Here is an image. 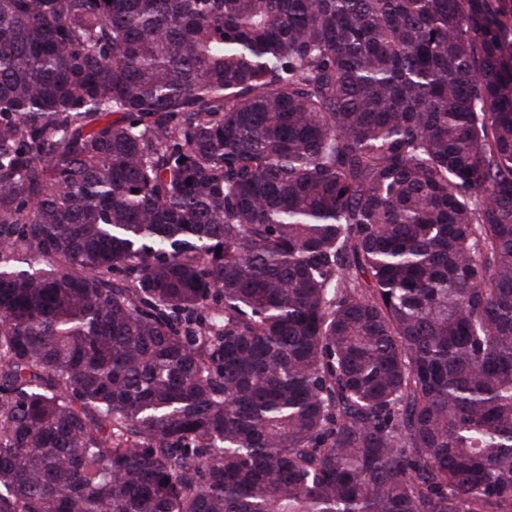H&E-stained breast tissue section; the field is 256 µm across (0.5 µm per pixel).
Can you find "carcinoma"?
Instances as JSON below:
<instances>
[{"mask_svg": "<svg viewBox=\"0 0 512 512\" xmlns=\"http://www.w3.org/2000/svg\"><path fill=\"white\" fill-rule=\"evenodd\" d=\"M1 243L0 512H512V0H0Z\"/></svg>", "mask_w": 512, "mask_h": 512, "instance_id": "obj_1", "label": "carcinoma"}]
</instances>
